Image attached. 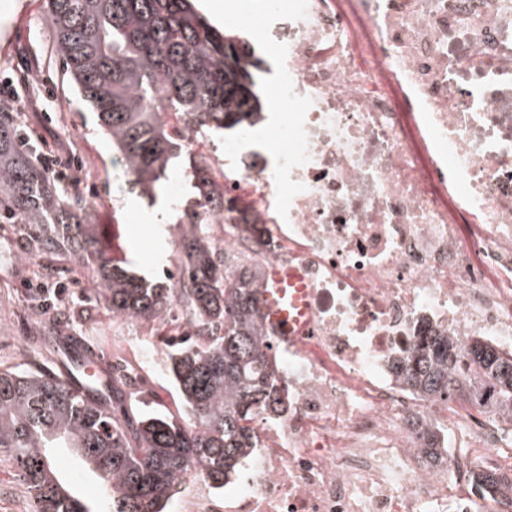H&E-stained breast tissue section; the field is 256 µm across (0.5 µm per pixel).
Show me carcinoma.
<instances>
[{
    "label": "carcinoma",
    "mask_w": 512,
    "mask_h": 512,
    "mask_svg": "<svg viewBox=\"0 0 512 512\" xmlns=\"http://www.w3.org/2000/svg\"><path fill=\"white\" fill-rule=\"evenodd\" d=\"M52 46L68 78L125 162L129 182L151 195L190 134L242 128L264 111L254 71L262 60L212 24L195 0H46ZM198 210L186 214L176 287L138 279L97 248L95 208L61 191L0 121V217L26 225L31 255L69 250L92 266V294L112 315L155 320L177 308L188 324L166 369L186 418L143 413L119 419L118 383L88 376L71 341V381L49 370L0 369V448L12 453L35 512H92L62 482L54 448H71L108 493L110 512H166L187 474L218 489L257 447L259 410L282 404L278 359L259 328L256 284L229 271L205 230L224 217V185L205 160L191 174ZM395 373L424 398L458 399L512 428V352L480 338L459 346L427 336ZM481 500L512 493V476L482 468Z\"/></svg>",
    "instance_id": "carcinoma-1"
}]
</instances>
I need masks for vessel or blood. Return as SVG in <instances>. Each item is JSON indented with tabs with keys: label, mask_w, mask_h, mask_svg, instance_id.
Returning <instances> with one entry per match:
<instances>
[{
	"label": "vessel or blood",
	"mask_w": 512,
	"mask_h": 512,
	"mask_svg": "<svg viewBox=\"0 0 512 512\" xmlns=\"http://www.w3.org/2000/svg\"><path fill=\"white\" fill-rule=\"evenodd\" d=\"M264 309L269 322L304 332L308 323L307 283L299 270L281 264L269 266L265 278Z\"/></svg>",
	"instance_id": "vessel-or-blood-1"
}]
</instances>
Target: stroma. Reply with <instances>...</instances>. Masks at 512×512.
<instances>
[{
  "instance_id": "35a3bbf8",
  "label": "stroma",
  "mask_w": 512,
  "mask_h": 512,
  "mask_svg": "<svg viewBox=\"0 0 512 512\" xmlns=\"http://www.w3.org/2000/svg\"><path fill=\"white\" fill-rule=\"evenodd\" d=\"M45 0H0V97L12 100L14 117L38 154L51 153L71 162L73 188L97 210V238L101 250L112 255L130 274L154 283H172L177 274V235L184 225L174 196L195 199L187 178L188 154L176 160L175 170L156 198L130 191L120 155L100 131L86 103L63 76V64L50 43V22ZM27 231L21 224L0 223V367L23 369L31 364L54 372L62 366L56 353L39 342L40 334L53 331L81 337L92 353L116 347L130 355L131 369L147 377L125 389L124 407L135 412L181 415L179 392L156 354H169L183 335L180 322H128L96 307L84 318L80 303L88 293L90 275L71 254L57 256L53 279L61 293L32 303V285L44 283L41 268L25 258ZM71 312L70 321L59 319ZM59 472L83 501L104 512L106 494L83 471L74 455L58 449ZM34 501L9 451L0 448V512H32Z\"/></svg>"
}]
</instances>
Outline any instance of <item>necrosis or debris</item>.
<instances>
[{"label": "necrosis or debris", "mask_w": 512, "mask_h": 512, "mask_svg": "<svg viewBox=\"0 0 512 512\" xmlns=\"http://www.w3.org/2000/svg\"><path fill=\"white\" fill-rule=\"evenodd\" d=\"M264 20L288 109L225 141L219 240L232 267L300 268L311 328L272 332L285 405L183 512H473L499 421L449 424L392 366L424 336L512 351V0H270Z\"/></svg>", "instance_id": "4bbe7bcc"}]
</instances>
